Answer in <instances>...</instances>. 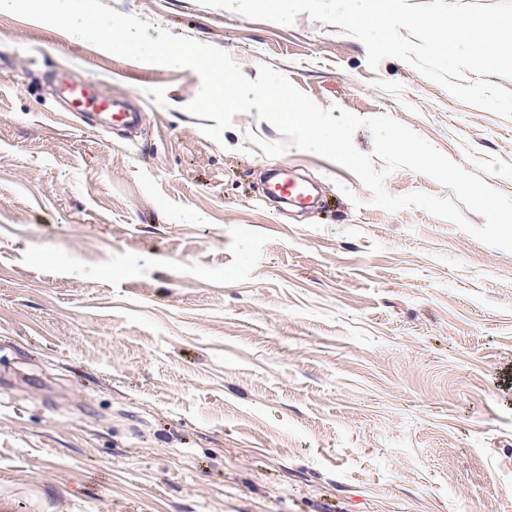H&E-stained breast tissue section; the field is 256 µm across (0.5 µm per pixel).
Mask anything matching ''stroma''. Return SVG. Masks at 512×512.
<instances>
[{"instance_id": "stroma-1", "label": "stroma", "mask_w": 512, "mask_h": 512, "mask_svg": "<svg viewBox=\"0 0 512 512\" xmlns=\"http://www.w3.org/2000/svg\"><path fill=\"white\" fill-rule=\"evenodd\" d=\"M387 115L512 196V117L340 26L200 0H102ZM69 76L138 104L67 115ZM188 68L0 13V512H512V251L421 207L388 212L256 112L220 139ZM319 190L271 202L272 168ZM387 192L447 197L388 174Z\"/></svg>"}]
</instances>
